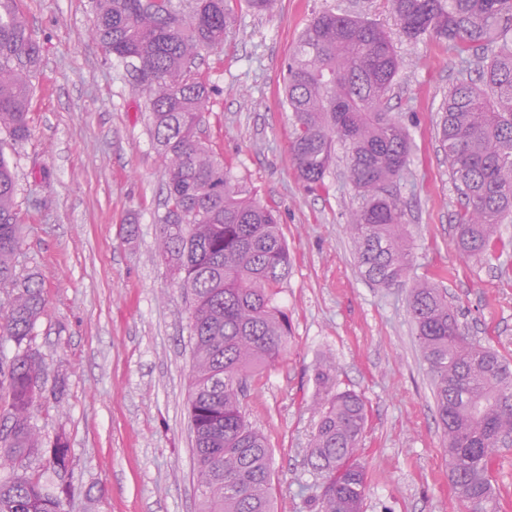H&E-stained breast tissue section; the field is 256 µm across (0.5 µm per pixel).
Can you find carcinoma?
Returning a JSON list of instances; mask_svg holds the SVG:
<instances>
[{"instance_id": "obj_1", "label": "carcinoma", "mask_w": 512, "mask_h": 512, "mask_svg": "<svg viewBox=\"0 0 512 512\" xmlns=\"http://www.w3.org/2000/svg\"><path fill=\"white\" fill-rule=\"evenodd\" d=\"M230 0H93L92 34L113 59L135 66L149 97L150 131L165 164L167 211L159 257L189 302L192 350L189 417L199 512H273L272 451L246 420L247 381L288 350V322L275 303L288 278V245L274 212L239 186L224 157L199 137L210 89L192 76L205 50L219 49ZM404 36L448 42L477 61L448 88L438 134L457 194L459 253L490 256L499 225L512 220V0H388ZM41 46L16 0H0V131L19 146L30 136L31 77ZM401 62L375 22L324 11L301 33L287 63L283 101L294 119L289 150L304 181H324L347 151L360 205L347 229L358 269L392 288L412 282L408 306L429 366L436 414L448 440V470L463 512H496L492 470L500 440L512 436V363L461 330L447 292L411 279L413 255L397 185L409 132L388 100ZM17 181L0 153V512H63L71 496L68 438L47 448L34 424L47 362L36 327L41 284L16 274L23 236ZM319 419L307 458L322 482L315 512H362L359 460L365 404L335 389L333 368L315 372ZM43 459L42 468L29 464Z\"/></svg>"}]
</instances>
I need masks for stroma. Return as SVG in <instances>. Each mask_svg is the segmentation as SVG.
<instances>
[{
  "mask_svg": "<svg viewBox=\"0 0 512 512\" xmlns=\"http://www.w3.org/2000/svg\"><path fill=\"white\" fill-rule=\"evenodd\" d=\"M19 7L41 62L31 136L0 152L17 170L25 222L16 272L36 277L47 300L36 328L46 400L34 423L45 444L68 437L74 493L64 512H197L189 310L157 251L166 190L148 98L91 36L92 0ZM325 10L379 23L402 62L390 108L410 137L398 192L415 275L445 288L465 333L512 362V223L500 225L490 262L464 260L454 244L459 205L435 119L462 56L433 37L407 41L386 0H280L264 15L236 0L223 48L194 70L210 89L200 136L245 193L276 210L290 257L277 296L290 345L249 380L243 409L272 450L277 512H312L314 373L332 362L337 390L366 407L364 512H458L409 289L359 273L347 218L361 198L344 153L314 190L291 161L284 61Z\"/></svg>",
  "mask_w": 512,
  "mask_h": 512,
  "instance_id": "1",
  "label": "stroma"
}]
</instances>
